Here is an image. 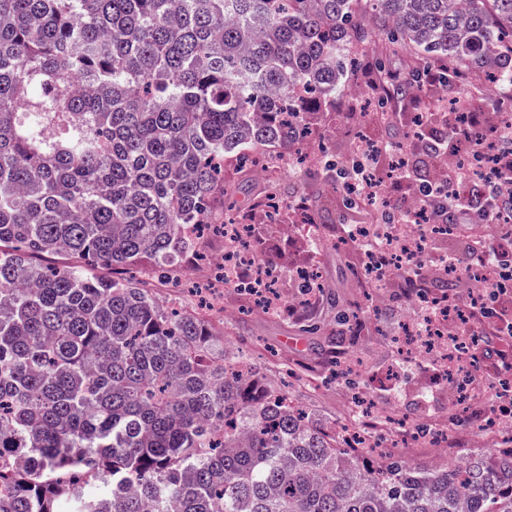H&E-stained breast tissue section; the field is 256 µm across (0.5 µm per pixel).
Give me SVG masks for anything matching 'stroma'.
<instances>
[{
	"mask_svg": "<svg viewBox=\"0 0 512 512\" xmlns=\"http://www.w3.org/2000/svg\"><path fill=\"white\" fill-rule=\"evenodd\" d=\"M374 93L372 71L362 68L350 77L342 95L336 99L335 109L319 114L314 133L302 143L311 153L312 171H320L323 155H344L356 141L374 143L394 135L407 138L412 119L418 113L434 116L428 134L435 136L443 132L439 113L444 109V95L435 88H427L424 93L395 104L392 119L383 122L370 117L373 107L368 99ZM451 162L447 154L434 164L418 156L406 170L389 172L382 161L375 165L373 172L384 177L391 208L397 212L417 196L419 185L436 181L438 169L447 168ZM293 187L286 175L274 182L253 176L234 196L236 203L251 204L253 247L260 259L276 272L284 302L293 306V313L271 314L255 307L242 312L236 290L219 281L210 255L186 263L179 284L154 283L158 302L167 307L193 308L198 299L188 292V285L206 288L213 327L222 334L227 347L248 354L261 374L281 381L293 403L327 428L352 421L348 402L339 395L336 382L328 378L331 361L357 354L362 362L354 368L352 381L370 394L381 425L398 430L409 419L448 428L447 447L439 448L429 439L415 438L405 444L406 456L428 465L442 457L457 461L461 449L477 448L480 417L491 411L492 400L484 399L477 411L461 417L455 415L454 396L440 379L439 365L432 361L410 364L392 341L403 297L392 288L386 303L374 304L372 289L359 286L344 255L332 248L318 252L311 249L309 233L299 224L293 208ZM302 267L318 268L322 282L340 301L363 306L367 329L352 343L338 347L335 358L324 354L332 338L335 309L320 295L305 298L293 288L292 276ZM312 323L319 328L314 335L304 330L305 325ZM387 370L398 372L399 391H391L377 381V374Z\"/></svg>",
	"mask_w": 512,
	"mask_h": 512,
	"instance_id": "stroma-1",
	"label": "stroma"
}]
</instances>
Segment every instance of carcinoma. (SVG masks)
I'll return each instance as SVG.
<instances>
[{
    "instance_id": "1",
    "label": "carcinoma",
    "mask_w": 512,
    "mask_h": 512,
    "mask_svg": "<svg viewBox=\"0 0 512 512\" xmlns=\"http://www.w3.org/2000/svg\"><path fill=\"white\" fill-rule=\"evenodd\" d=\"M353 48L378 73L448 60L388 98L430 81L453 103L481 71L512 110V0H0V512H512V447L375 463L125 276L166 280L191 227L234 223L224 166L302 143ZM296 178L315 224L317 175ZM415 66L414 58L409 55H391L386 60V81H400Z\"/></svg>"
}]
</instances>
